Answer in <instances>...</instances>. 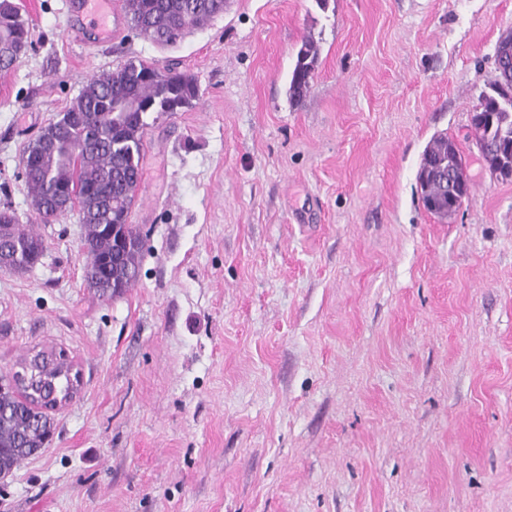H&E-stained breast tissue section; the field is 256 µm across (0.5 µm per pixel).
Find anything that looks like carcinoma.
Returning <instances> with one entry per match:
<instances>
[{
    "label": "carcinoma",
    "instance_id": "1",
    "mask_svg": "<svg viewBox=\"0 0 512 512\" xmlns=\"http://www.w3.org/2000/svg\"><path fill=\"white\" fill-rule=\"evenodd\" d=\"M133 28L151 41L168 45L184 33L224 12V0H124ZM30 28L18 8L0 0V69L15 67L28 45ZM318 61L316 45L306 40L288 74V97L308 92ZM489 91L472 123L475 144L487 153L512 148V75L495 68ZM196 79L174 66L130 61L91 77L64 110L69 127L59 134L49 122L25 147L22 162L31 206L42 222L53 219L54 199L65 194L84 224L87 286L106 294L115 283L124 291L138 278L144 240L129 223L142 180L145 117L179 112L198 98ZM457 152L446 136L435 138L423 155L417 180L422 195L448 202L437 172L456 166ZM43 253L41 239L20 227L15 213H0V256L7 267L24 271ZM72 363L53 351L31 367L26 384L0 376V472H12L37 455L54 435L55 403L72 395Z\"/></svg>",
    "mask_w": 512,
    "mask_h": 512
}]
</instances>
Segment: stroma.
Returning a JSON list of instances; mask_svg holds the SVG:
<instances>
[{"label": "stroma", "instance_id": "stroma-1", "mask_svg": "<svg viewBox=\"0 0 512 512\" xmlns=\"http://www.w3.org/2000/svg\"><path fill=\"white\" fill-rule=\"evenodd\" d=\"M14 2L32 45L0 70V203L44 252L0 269V373L54 350L81 382L0 480V512H512V179L470 123L512 0H227L171 45ZM131 60L199 97L146 117L140 272L102 297L77 212L40 222L18 172ZM439 135L469 156L446 219L417 183ZM317 61L316 45L310 40H305L288 74V97L291 102H299L307 94Z\"/></svg>", "mask_w": 512, "mask_h": 512}]
</instances>
